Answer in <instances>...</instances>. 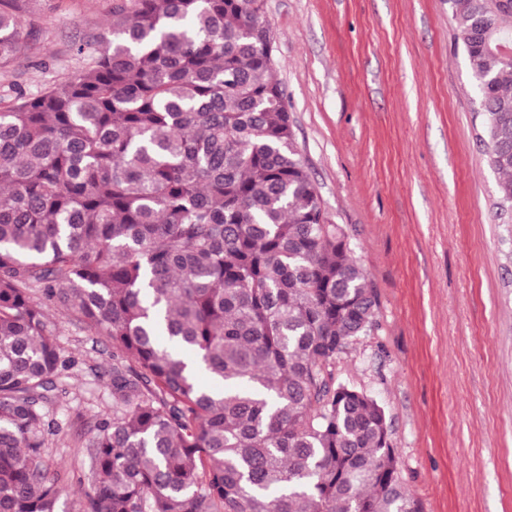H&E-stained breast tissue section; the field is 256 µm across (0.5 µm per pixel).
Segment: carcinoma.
Segmentation results:
<instances>
[{"instance_id": "carcinoma-1", "label": "carcinoma", "mask_w": 512, "mask_h": 512, "mask_svg": "<svg viewBox=\"0 0 512 512\" xmlns=\"http://www.w3.org/2000/svg\"><path fill=\"white\" fill-rule=\"evenodd\" d=\"M0 0V69L24 67ZM512 209V0H448ZM264 0H112L73 76L0 108V512H57L51 303L112 346L83 512H421L387 414L336 378L378 296L325 211ZM42 298L35 300L31 290ZM191 354L222 385L204 389Z\"/></svg>"}]
</instances>
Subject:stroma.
Instances as JSON below:
<instances>
[{"label":"stroma","mask_w":512,"mask_h":512,"mask_svg":"<svg viewBox=\"0 0 512 512\" xmlns=\"http://www.w3.org/2000/svg\"><path fill=\"white\" fill-rule=\"evenodd\" d=\"M264 5L296 141L378 295L375 329L336 375L385 408L422 512H512V227L496 219L448 0ZM111 19L112 0H30L26 69L0 70V95L77 71L70 43ZM48 319L76 365L45 453L65 487L57 512H80L81 428L112 408L90 368L112 349L57 309Z\"/></svg>","instance_id":"1"}]
</instances>
